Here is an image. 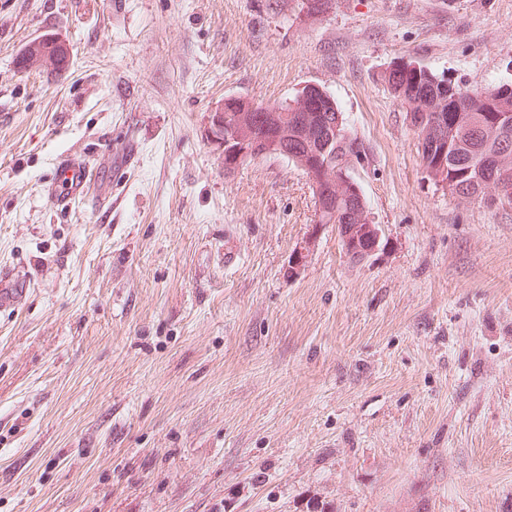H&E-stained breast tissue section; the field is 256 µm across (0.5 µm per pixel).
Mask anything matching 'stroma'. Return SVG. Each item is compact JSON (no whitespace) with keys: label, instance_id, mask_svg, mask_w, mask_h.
Masks as SVG:
<instances>
[{"label":"stroma","instance_id":"1","mask_svg":"<svg viewBox=\"0 0 512 512\" xmlns=\"http://www.w3.org/2000/svg\"><path fill=\"white\" fill-rule=\"evenodd\" d=\"M0 0V512H512V211L448 195L383 76L512 84V0ZM66 72H18L31 40ZM322 86L383 250L350 262L267 156L207 140L235 95ZM106 211L55 210L91 157ZM234 255L225 263V255ZM98 185L97 171L81 158L63 155L57 162L54 180L46 187L47 198L58 209H71L73 203L89 199ZM27 284L16 280L9 273H0V306L13 303L19 296L26 292Z\"/></svg>","mask_w":512,"mask_h":512}]
</instances>
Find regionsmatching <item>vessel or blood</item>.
<instances>
[{"label":"vessel or blood","instance_id":"vessel-or-blood-1","mask_svg":"<svg viewBox=\"0 0 512 512\" xmlns=\"http://www.w3.org/2000/svg\"><path fill=\"white\" fill-rule=\"evenodd\" d=\"M95 168L83 159L62 156L57 162L54 180L47 186L46 194L51 204L58 209L71 208L73 203L90 198L96 206H107L112 197L111 189H98ZM27 290L22 281L9 273H0V306L13 303Z\"/></svg>","mask_w":512,"mask_h":512}]
</instances>
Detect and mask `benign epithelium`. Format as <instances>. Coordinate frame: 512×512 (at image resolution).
I'll return each mask as SVG.
<instances>
[{"instance_id":"7a95c632","label":"benign epithelium","mask_w":512,"mask_h":512,"mask_svg":"<svg viewBox=\"0 0 512 512\" xmlns=\"http://www.w3.org/2000/svg\"><path fill=\"white\" fill-rule=\"evenodd\" d=\"M61 47L58 45H47L44 40L38 39L30 43L25 52L24 61L18 66L22 72L32 69H45L58 65ZM324 94L323 89L318 85H311L304 94L299 96L298 110L315 115L323 111ZM512 101V88L505 86L500 92L494 94L488 103L493 109L492 121L486 134L490 138L500 135L503 120L512 116L508 112H502L505 103ZM255 104L252 100L235 96L227 98L214 106L208 113L207 137L221 150L224 157V167L233 170L240 166L241 161L249 156H264L273 152L281 151L280 142L288 141V137L297 140L307 136V129L302 126L281 125L275 131V138L267 140L257 135L256 125L252 117ZM420 152L425 157L436 156V159L428 168V174L435 180L441 179L446 172L444 155L448 150V137L441 135L434 137L427 133L420 137ZM487 165L499 171L501 178L493 185V200L505 199L512 195V181L509 180V158L506 152H497L487 161ZM299 166L305 171L306 177L317 195L325 197L336 193H343L351 196L356 202H361L359 188L346 175L341 172L340 176L331 178L326 175V165H322L315 158L301 157ZM322 225L315 224L312 232L293 259L290 271L301 267L311 248ZM342 228V244L348 256H356L355 247L358 242L364 241L372 244L374 251H379L378 245L381 241V230L379 225L367 221L361 224L344 223Z\"/></svg>"}]
</instances>
